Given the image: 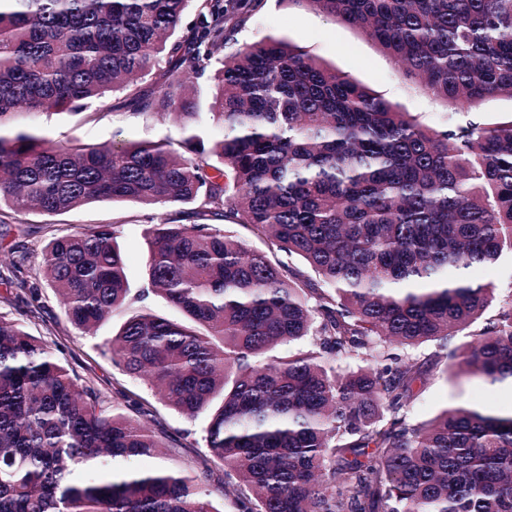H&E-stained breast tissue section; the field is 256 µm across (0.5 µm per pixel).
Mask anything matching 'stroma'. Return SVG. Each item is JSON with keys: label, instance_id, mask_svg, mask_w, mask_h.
<instances>
[{"label": "stroma", "instance_id": "stroma-1", "mask_svg": "<svg viewBox=\"0 0 512 512\" xmlns=\"http://www.w3.org/2000/svg\"><path fill=\"white\" fill-rule=\"evenodd\" d=\"M268 34L285 36L307 52L343 72L398 107L417 115L419 121L434 129L445 128L449 112L443 102L422 91L415 83L405 80L391 57L360 30L323 13L292 4L291 0H264L261 10L249 16L234 39L226 47L233 52L243 44ZM95 119L69 112L39 116L35 125L40 135L59 143L99 144L120 140L170 139L181 143L185 133L179 123L170 118L137 114L113 106L112 99L97 103ZM172 206L143 207L131 202H99L57 216L61 228L76 231L96 224H117L121 227L118 243L128 260L129 287L133 298L123 308L114 310L94 334L84 335L66 319L60 299L46 288L41 274L42 248L49 237L46 229L52 219L34 211L16 213L0 211V221L8 225L7 235H0V272H5L14 253L25 256V272L31 285L40 288L41 318H30L22 304L0 301V314L22 321L32 335L45 339L57 357L79 375L94 380L109 401H117L119 392L148 396L140 379L127 376L103 356L101 346L110 340L114 330L130 316L149 307L170 316L174 310L157 295H144L148 286L145 265L149 250L145 228L157 223L160 214L172 213ZM480 405L504 408L512 405V390L480 384L462 377L445 380L430 374L418 385L407 411L411 420L421 422L450 406ZM155 420L151 427L165 445L179 448L185 466H195L205 451L202 429L205 418L191 420L162 402L154 404Z\"/></svg>", "mask_w": 512, "mask_h": 512}]
</instances>
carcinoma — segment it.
<instances>
[{"label":"carcinoma","instance_id":"1","mask_svg":"<svg viewBox=\"0 0 512 512\" xmlns=\"http://www.w3.org/2000/svg\"><path fill=\"white\" fill-rule=\"evenodd\" d=\"M291 2L362 29L457 118L429 128L285 38L224 54L260 0H0V206H178L148 228L146 266L182 318L143 310L107 352L166 406L207 414L199 468L153 466L164 444L147 398L109 403L0 315V512H223L216 470L236 512H512V408L406 412L425 373L409 350L431 342L443 378L512 384V297L466 277L512 253V119L468 118L512 99V0ZM209 68L200 112L188 79ZM110 95L207 138L186 139V156L168 140L50 143L9 126L93 118ZM117 238L101 224L43 248L82 333L128 299ZM8 271L3 299L39 313L21 261ZM286 343L300 348L276 352ZM220 227L224 228V230L227 232H231L234 235L241 237L246 241L249 248L270 254V247L264 235L257 232H252L238 224H229L228 222H224V226Z\"/></svg>","mask_w":512,"mask_h":512}]
</instances>
